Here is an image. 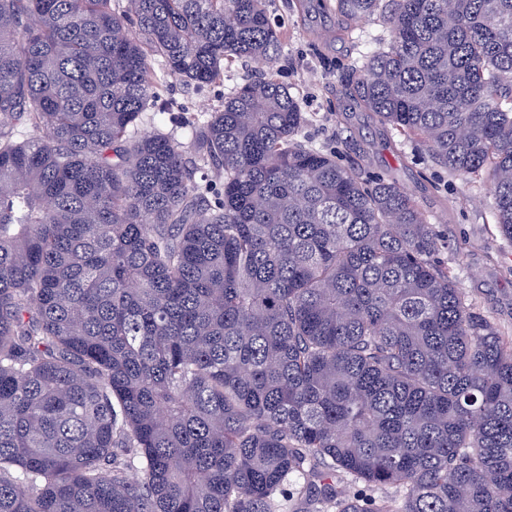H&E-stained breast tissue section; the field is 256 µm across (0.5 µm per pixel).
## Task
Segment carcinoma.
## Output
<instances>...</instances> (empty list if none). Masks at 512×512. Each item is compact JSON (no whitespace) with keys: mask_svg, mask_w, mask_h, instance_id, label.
<instances>
[{"mask_svg":"<svg viewBox=\"0 0 512 512\" xmlns=\"http://www.w3.org/2000/svg\"><path fill=\"white\" fill-rule=\"evenodd\" d=\"M328 7L390 29L352 101L512 241V0ZM282 39L268 0H0V512H512V332L299 139ZM245 59L189 141L139 134Z\"/></svg>","mask_w":512,"mask_h":512,"instance_id":"cac0c4a2","label":"carcinoma"}]
</instances>
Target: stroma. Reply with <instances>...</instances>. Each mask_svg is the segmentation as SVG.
<instances>
[{"instance_id":"35a3bbf8","label":"stroma","mask_w":512,"mask_h":512,"mask_svg":"<svg viewBox=\"0 0 512 512\" xmlns=\"http://www.w3.org/2000/svg\"><path fill=\"white\" fill-rule=\"evenodd\" d=\"M284 31L275 63L307 117L301 135L313 147L340 153L356 170L395 181L419 205L448 248L442 258L458 284L490 316L512 328V241L495 224L490 180H470L437 166L395 130L376 123L344 96L345 78L363 58L386 47L390 33L376 16L346 21L308 11L302 0H272ZM263 64L242 61L223 82L189 88L168 80L166 111L143 112L140 131L163 129L186 138L187 116L205 117Z\"/></svg>"}]
</instances>
